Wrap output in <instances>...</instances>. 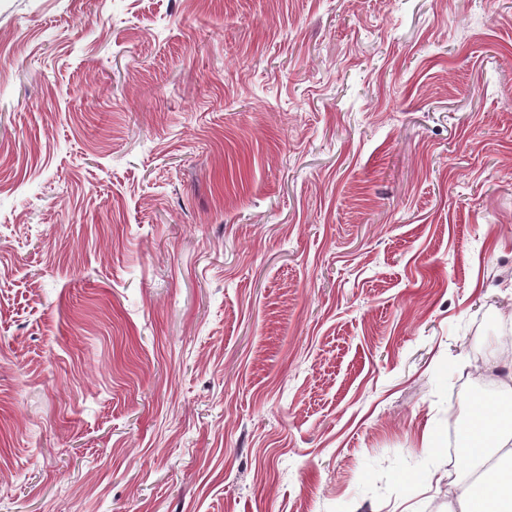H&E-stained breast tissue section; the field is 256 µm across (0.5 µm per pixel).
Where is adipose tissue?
<instances>
[{"label":"adipose tissue","mask_w":512,"mask_h":512,"mask_svg":"<svg viewBox=\"0 0 512 512\" xmlns=\"http://www.w3.org/2000/svg\"><path fill=\"white\" fill-rule=\"evenodd\" d=\"M507 432L512 437V425L504 424L499 412L487 405L474 410L464 428L467 440V466L477 477L466 484L461 512H512V470L488 466L490 456L512 461V448L507 444H491L492 434Z\"/></svg>","instance_id":"1"}]
</instances>
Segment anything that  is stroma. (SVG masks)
<instances>
[{
	"label": "stroma",
	"instance_id": "obj_1",
	"mask_svg": "<svg viewBox=\"0 0 512 512\" xmlns=\"http://www.w3.org/2000/svg\"><path fill=\"white\" fill-rule=\"evenodd\" d=\"M512 323V0H0V512H453Z\"/></svg>",
	"mask_w": 512,
	"mask_h": 512
}]
</instances>
